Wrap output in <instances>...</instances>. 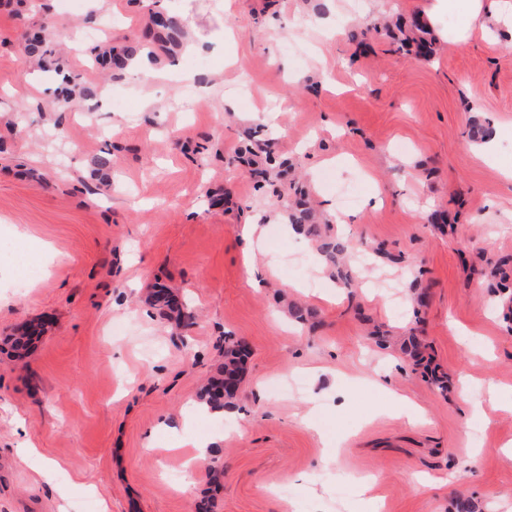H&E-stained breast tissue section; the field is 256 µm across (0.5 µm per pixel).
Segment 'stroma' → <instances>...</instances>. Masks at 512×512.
Masks as SVG:
<instances>
[{"mask_svg": "<svg viewBox=\"0 0 512 512\" xmlns=\"http://www.w3.org/2000/svg\"><path fill=\"white\" fill-rule=\"evenodd\" d=\"M80 2L0 0V512H350L362 476L381 512H512V412L485 394L512 387V37L453 39L448 12L422 27L434 0ZM154 12L206 46L158 60L207 62L190 105L76 40L141 42ZM38 30L42 69L21 52ZM65 73L109 109L73 111ZM258 144L271 161L242 163ZM296 198L354 248L345 300L318 243L285 229ZM245 224L262 229L249 266ZM160 287L181 319L151 305ZM412 335L447 392L402 353ZM228 336L250 347L237 405L195 412ZM391 357L418 421L365 383ZM187 437L215 439L221 488L185 471ZM414 474L441 483L418 494Z\"/></svg>", "mask_w": 512, "mask_h": 512, "instance_id": "obj_1", "label": "stroma"}]
</instances>
